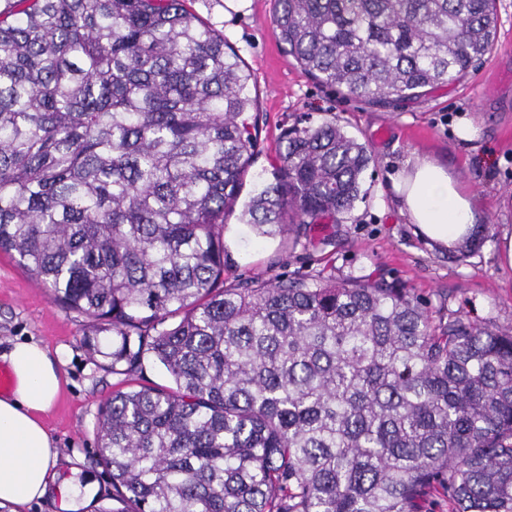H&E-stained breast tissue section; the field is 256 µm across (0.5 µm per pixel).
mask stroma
<instances>
[{"label":"stroma","mask_w":512,"mask_h":512,"mask_svg":"<svg viewBox=\"0 0 512 512\" xmlns=\"http://www.w3.org/2000/svg\"><path fill=\"white\" fill-rule=\"evenodd\" d=\"M186 5L223 31L252 76L258 147L243 196L271 181L282 138L294 127L336 121L372 158L363 175L365 198L342 217L332 237L314 228L301 238H260L237 215L226 217L225 286L320 271L340 277L382 273L423 300L433 318L458 312L512 331V267L500 257L502 238L512 233V0H498L497 41L476 70L391 108L316 83L278 37L275 0H245L236 10L225 0H186ZM462 116L471 118L477 131L473 142L458 137ZM413 154L448 166L482 195L475 244L466 253L431 244L400 214L389 176ZM85 328L84 317L55 306L41 283L0 252V354L14 343L32 341L61 357V391L43 420L61 467L92 489L80 512H96L112 494L108 474L96 461L98 411L127 378L90 359L80 343Z\"/></svg>","instance_id":"35a3bbf8"}]
</instances>
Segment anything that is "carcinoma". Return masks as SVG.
<instances>
[{
    "label": "carcinoma",
    "mask_w": 512,
    "mask_h": 512,
    "mask_svg": "<svg viewBox=\"0 0 512 512\" xmlns=\"http://www.w3.org/2000/svg\"><path fill=\"white\" fill-rule=\"evenodd\" d=\"M496 0H276L288 52L373 105L465 77ZM251 75L184 0H0V252L101 366L161 364L100 407V512H512V334L434 320L383 277L224 287L257 150ZM240 217L305 233L364 197L334 121L286 136ZM177 321H172V318Z\"/></svg>",
    "instance_id": "1"
}]
</instances>
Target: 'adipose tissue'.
<instances>
[{"instance_id": "ef3b65f1", "label": "adipose tissue", "mask_w": 512, "mask_h": 512, "mask_svg": "<svg viewBox=\"0 0 512 512\" xmlns=\"http://www.w3.org/2000/svg\"><path fill=\"white\" fill-rule=\"evenodd\" d=\"M399 211L433 243L457 244L479 221L483 201L445 167L410 156L392 178ZM12 387L0 395V505L27 507L44 498L76 512L81 494L61 476L59 453L42 416L61 388L60 359L36 343L19 342L0 355Z\"/></svg>"}]
</instances>
